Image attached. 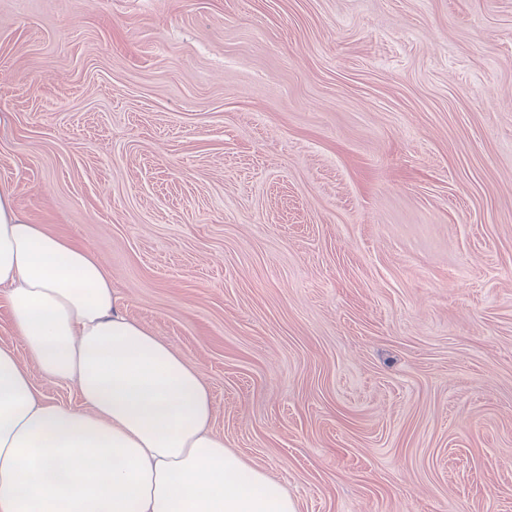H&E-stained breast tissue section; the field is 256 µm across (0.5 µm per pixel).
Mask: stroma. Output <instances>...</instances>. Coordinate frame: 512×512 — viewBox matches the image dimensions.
Masks as SVG:
<instances>
[{
    "mask_svg": "<svg viewBox=\"0 0 512 512\" xmlns=\"http://www.w3.org/2000/svg\"><path fill=\"white\" fill-rule=\"evenodd\" d=\"M0 188L298 512H512V0H0Z\"/></svg>",
    "mask_w": 512,
    "mask_h": 512,
    "instance_id": "35a3bbf8",
    "label": "stroma"
}]
</instances>
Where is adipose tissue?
Masks as SVG:
<instances>
[{"mask_svg": "<svg viewBox=\"0 0 512 512\" xmlns=\"http://www.w3.org/2000/svg\"><path fill=\"white\" fill-rule=\"evenodd\" d=\"M0 292L49 401L0 346V512H298L287 489L213 432L197 368L128 317L87 249L28 223L0 189Z\"/></svg>", "mask_w": 512, "mask_h": 512, "instance_id": "adipose-tissue-1", "label": "adipose tissue"}]
</instances>
